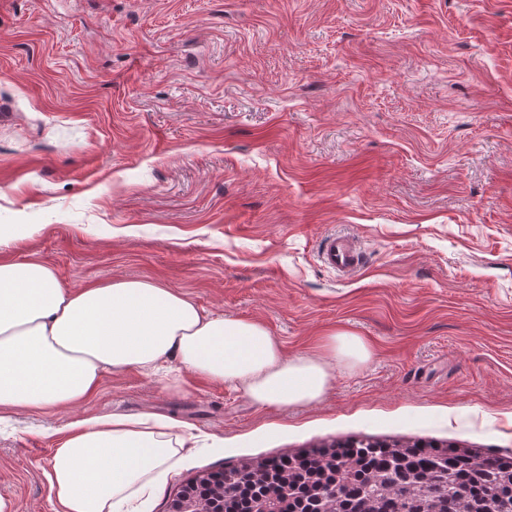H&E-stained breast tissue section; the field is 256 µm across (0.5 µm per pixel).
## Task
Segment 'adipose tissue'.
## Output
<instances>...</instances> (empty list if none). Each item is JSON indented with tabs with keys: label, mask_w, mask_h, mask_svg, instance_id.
<instances>
[{
	"label": "adipose tissue",
	"mask_w": 512,
	"mask_h": 512,
	"mask_svg": "<svg viewBox=\"0 0 512 512\" xmlns=\"http://www.w3.org/2000/svg\"><path fill=\"white\" fill-rule=\"evenodd\" d=\"M260 407L321 400L337 365L372 357L356 334L331 332L316 352L285 356L263 324L204 313L156 282L117 279L74 291L39 260L0 261V409L44 410L89 398L104 374L145 370L168 355ZM157 416L72 423L53 458L57 512H124L154 493L177 454Z\"/></svg>",
	"instance_id": "1"
}]
</instances>
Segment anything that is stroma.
<instances>
[{"label":"stroma","mask_w":512,"mask_h":512,"mask_svg":"<svg viewBox=\"0 0 512 512\" xmlns=\"http://www.w3.org/2000/svg\"><path fill=\"white\" fill-rule=\"evenodd\" d=\"M0 259L77 290L146 278L287 356H373L317 403L254 406L168 359L12 410L0 496L54 512L76 419L181 443L133 512L211 472L354 438L512 453V0H0ZM364 265H321L326 237ZM320 260L328 269L342 276H351L362 267V252L358 245L344 235L331 236L324 245Z\"/></svg>","instance_id":"stroma-1"}]
</instances>
